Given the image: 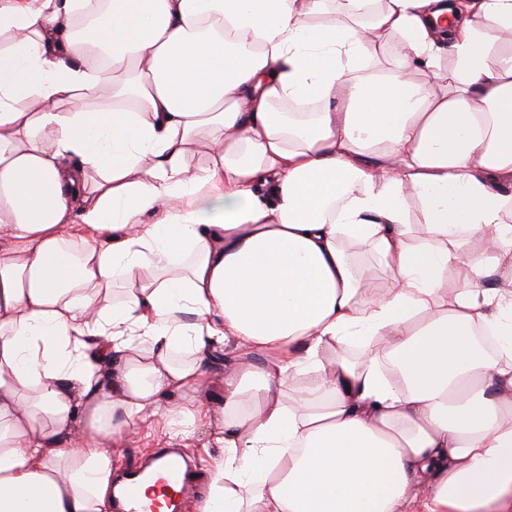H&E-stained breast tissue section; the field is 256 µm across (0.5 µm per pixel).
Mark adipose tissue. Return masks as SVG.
Wrapping results in <instances>:
<instances>
[{
  "label": "adipose tissue",
  "mask_w": 512,
  "mask_h": 512,
  "mask_svg": "<svg viewBox=\"0 0 512 512\" xmlns=\"http://www.w3.org/2000/svg\"><path fill=\"white\" fill-rule=\"evenodd\" d=\"M326 4L0 0V512L147 413L201 512H512V0ZM224 360V346H217L212 351L208 362L206 384L193 394L195 404L201 407H218L224 401V372L231 366ZM166 420L148 418L136 420L122 438L112 444V459L116 469L132 467L150 458L160 448H180L197 473V482L185 504L184 512H198L197 507L208 494V475L202 459L209 460L200 449L209 448V453L217 457L223 448L211 443V435L205 424L198 423L186 435L173 437Z\"/></svg>",
  "instance_id": "ef3b65f1"
}]
</instances>
